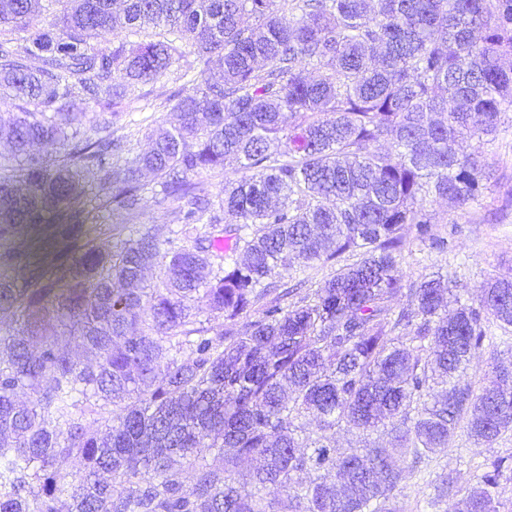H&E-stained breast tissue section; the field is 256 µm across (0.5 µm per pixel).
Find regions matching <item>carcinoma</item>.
<instances>
[{
  "label": "carcinoma",
  "instance_id": "carcinoma-1",
  "mask_svg": "<svg viewBox=\"0 0 512 512\" xmlns=\"http://www.w3.org/2000/svg\"><path fill=\"white\" fill-rule=\"evenodd\" d=\"M6 25L29 37L0 35V89L24 103L4 133L24 190L0 175V227L84 223V166L125 212L154 173L185 200L181 232L208 230L191 248L146 231L0 277V306L14 308L0 332V512H396V456L445 454L460 427L489 446L512 431V369L493 366L477 393L465 380L491 324L512 327V280L449 311L437 272L391 306L403 226L446 252L424 203L481 194L483 155L461 143L495 137L512 112V0H65L58 14L0 0ZM151 26L161 39L91 43ZM187 34L188 52L175 45ZM216 53L221 79L171 91L175 121L147 152L117 167L111 123L87 134L86 104L117 108L130 87ZM43 142L63 160L35 156ZM228 158L243 173L224 185L237 222L223 225L188 177ZM346 253L357 260L311 291L267 281ZM157 262L162 286L143 284ZM198 303L224 323L197 319ZM63 336L94 363L68 357ZM338 428L394 445L339 453ZM64 455L76 471L56 467ZM504 478L512 456L466 488L441 473L431 505L500 512Z\"/></svg>",
  "mask_w": 512,
  "mask_h": 512
}]
</instances>
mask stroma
I'll list each match as a JSON object with an SVG mask.
<instances>
[{
    "label": "stroma",
    "instance_id": "35a3bbf8",
    "mask_svg": "<svg viewBox=\"0 0 512 512\" xmlns=\"http://www.w3.org/2000/svg\"><path fill=\"white\" fill-rule=\"evenodd\" d=\"M181 83L179 70H171L157 81L133 88L127 103L133 109L131 117L111 118L106 110L89 105L84 124L87 130L113 121L118 135L123 136L125 157L146 152L150 147L148 134L154 127L171 118L166 97ZM487 159L483 183L485 189L478 202L463 207L440 200L427 209L436 231L448 237V253H422L415 239L413 225H405L403 236L408 247L402 260L406 279L414 280L435 271L456 273L453 292L463 298H475L484 282L512 279V112L503 115L495 140L484 143ZM82 178L93 198L88 206L89 218L83 224H27L0 236V271L23 268L27 262L42 260L57 263L84 246L110 249L135 230L152 232L158 239L170 237L177 229L176 213L180 203L169 198L158 201L154 192L158 179L144 172L142 181L147 187L139 210L135 214L103 206L96 199L98 180L94 170L83 169ZM512 367V335L498 333L493 344L485 346L471 359L467 374L473 387H481L493 364ZM499 456H512V432L503 434L497 442L486 447L469 439L464 429H457L449 442L447 454L418 465L401 457L397 463L409 474L398 498L401 512H455L453 502L431 507L434 493L432 480L448 472L459 485L470 483L475 468Z\"/></svg>",
    "mask_w": 512,
    "mask_h": 512
}]
</instances>
